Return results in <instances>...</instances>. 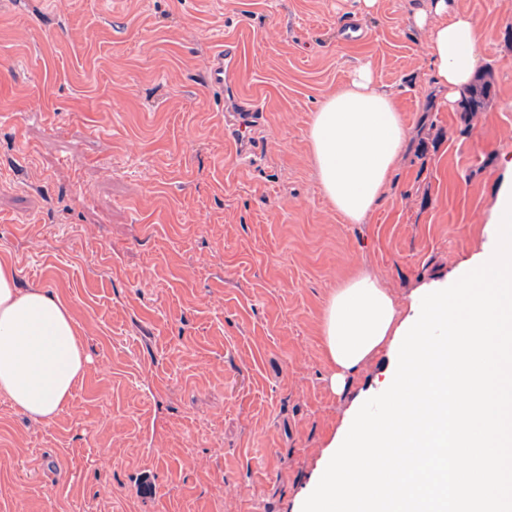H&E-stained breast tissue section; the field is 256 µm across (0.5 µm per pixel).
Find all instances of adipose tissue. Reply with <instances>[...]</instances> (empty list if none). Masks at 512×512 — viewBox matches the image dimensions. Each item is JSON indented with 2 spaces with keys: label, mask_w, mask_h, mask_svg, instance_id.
Instances as JSON below:
<instances>
[{
  "label": "adipose tissue",
  "mask_w": 512,
  "mask_h": 512,
  "mask_svg": "<svg viewBox=\"0 0 512 512\" xmlns=\"http://www.w3.org/2000/svg\"><path fill=\"white\" fill-rule=\"evenodd\" d=\"M414 22L428 29V65L453 106L474 81L482 33L477 19L450 12L448 0H430ZM409 133L392 92L377 85L367 67L327 93L308 132L312 163L326 200L350 224L366 221L385 192ZM17 270L0 258V396L30 419L48 422L67 406L89 362L69 305L42 288L16 286ZM407 318L380 282L353 275L330 295L320 333L331 365L332 389L369 358L389 350Z\"/></svg>",
  "instance_id": "adipose-tissue-1"
}]
</instances>
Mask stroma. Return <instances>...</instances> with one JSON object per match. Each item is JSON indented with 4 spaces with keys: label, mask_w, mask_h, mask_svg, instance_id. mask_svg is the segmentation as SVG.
Instances as JSON below:
<instances>
[{
    "label": "stroma",
    "mask_w": 512,
    "mask_h": 512,
    "mask_svg": "<svg viewBox=\"0 0 512 512\" xmlns=\"http://www.w3.org/2000/svg\"><path fill=\"white\" fill-rule=\"evenodd\" d=\"M426 2L0 0V257L69 302L90 359L51 422L0 398V512H301L389 366L332 391L330 294L362 270L408 307L483 249L512 178V0H449L478 20L495 90L472 113L438 104ZM221 45L262 100L247 163L207 83ZM361 65L411 136L349 224L308 131Z\"/></svg>",
    "instance_id": "stroma-1"
}]
</instances>
